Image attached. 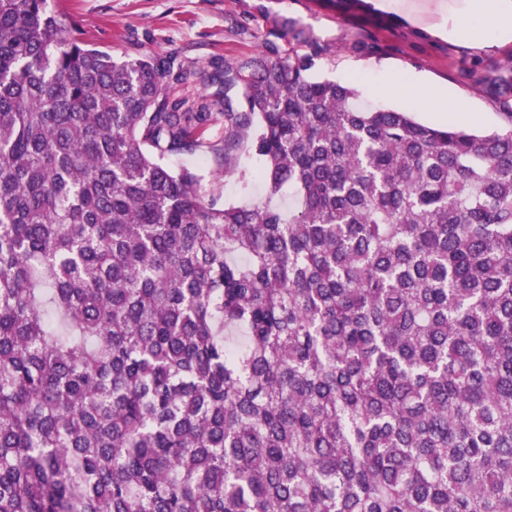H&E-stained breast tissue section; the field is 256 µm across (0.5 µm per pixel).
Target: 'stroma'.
Masks as SVG:
<instances>
[{
  "instance_id": "1",
  "label": "stroma",
  "mask_w": 512,
  "mask_h": 512,
  "mask_svg": "<svg viewBox=\"0 0 512 512\" xmlns=\"http://www.w3.org/2000/svg\"><path fill=\"white\" fill-rule=\"evenodd\" d=\"M404 2L392 0L383 10L374 0H353L341 12L330 0H47L49 9L114 58L177 57L194 72L179 89L194 105L218 91L202 79L213 61H250L273 46L287 54L288 40L280 31L283 19L291 18L322 48L318 75L357 83L369 104L411 110L417 121L436 127L511 125L498 102L474 86L468 70L505 64L512 59V41L475 46L439 35L437 24L460 20L464 0H444L443 13L417 23L408 18ZM412 77L420 84L410 99L402 88ZM385 78L391 91L375 94ZM436 86L461 101L463 111H441L430 96Z\"/></svg>"
}]
</instances>
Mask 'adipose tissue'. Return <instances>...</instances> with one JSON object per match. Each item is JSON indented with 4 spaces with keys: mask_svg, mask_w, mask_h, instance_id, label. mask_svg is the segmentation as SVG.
Masks as SVG:
<instances>
[{
    "mask_svg": "<svg viewBox=\"0 0 512 512\" xmlns=\"http://www.w3.org/2000/svg\"><path fill=\"white\" fill-rule=\"evenodd\" d=\"M449 35L479 44L512 39V0H466L464 17Z\"/></svg>",
    "mask_w": 512,
    "mask_h": 512,
    "instance_id": "1",
    "label": "adipose tissue"
}]
</instances>
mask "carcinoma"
<instances>
[{"instance_id":"1","label":"carcinoma","mask_w":512,"mask_h":512,"mask_svg":"<svg viewBox=\"0 0 512 512\" xmlns=\"http://www.w3.org/2000/svg\"><path fill=\"white\" fill-rule=\"evenodd\" d=\"M317 56L192 108L176 57L0 0V512H512V126ZM477 82L512 119V62ZM217 166L211 163L206 170L202 171L203 180L201 182L202 190L207 194L214 195L220 203L224 201H241L237 194V186L234 178L220 177L216 173Z\"/></svg>"}]
</instances>
